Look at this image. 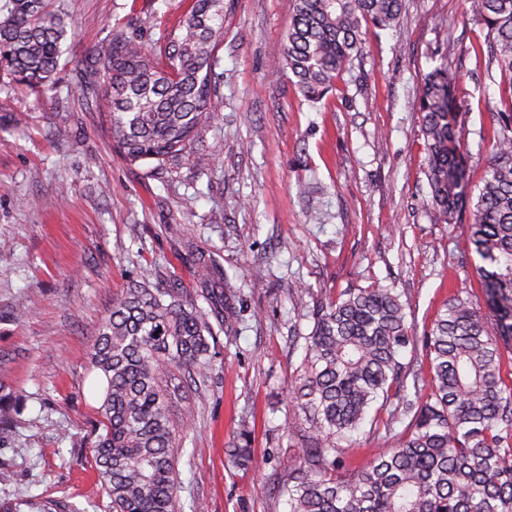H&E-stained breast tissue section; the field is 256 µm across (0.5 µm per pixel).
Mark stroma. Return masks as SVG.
<instances>
[{
	"instance_id": "35a3bbf8",
	"label": "stroma",
	"mask_w": 512,
	"mask_h": 512,
	"mask_svg": "<svg viewBox=\"0 0 512 512\" xmlns=\"http://www.w3.org/2000/svg\"><path fill=\"white\" fill-rule=\"evenodd\" d=\"M226 3L221 106L161 164L113 149L105 103L86 104L80 73L113 37L153 47L185 0H64L73 28L55 83L34 94L0 77V392L18 410L0 444L10 475L1 502L112 512L93 460L103 425L88 350L133 279L197 293L189 245L224 270L239 319L235 333L217 332L208 386L189 398L198 417L178 460L182 512L289 510L274 479L294 455L285 397L302 350L292 338L311 329L293 304L295 282L326 295L394 289L419 335L454 294L483 299L472 207L436 221L417 110L432 56L445 55L467 184H480L492 162L486 137L512 86L476 59L486 30L465 0H403L395 25L366 30L352 67L315 105L271 70L293 0ZM57 128L65 137H52ZM203 151L214 154L205 168L195 161ZM312 210L322 223L308 222ZM243 428L253 448L245 468L227 454Z\"/></svg>"
}]
</instances>
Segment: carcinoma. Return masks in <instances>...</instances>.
<instances>
[{
  "label": "carcinoma",
  "mask_w": 512,
  "mask_h": 512,
  "mask_svg": "<svg viewBox=\"0 0 512 512\" xmlns=\"http://www.w3.org/2000/svg\"><path fill=\"white\" fill-rule=\"evenodd\" d=\"M282 59L273 69L311 103L321 101L352 66L362 28L385 30L402 0H293ZM487 30V61L512 80V0H467ZM69 16L56 0H0V74L31 89L54 83L65 53ZM224 42V0H191L179 23L148 51L117 36L86 60V101L105 90L109 131L132 163L162 162L191 145L219 104L218 48ZM448 65L426 76L418 110L427 151V180L437 221L453 218L463 195L461 143ZM493 161L477 187L470 244L480 261L487 312L454 296L423 336L406 320L390 288L346 289L314 297L297 282L295 304L312 322L301 362L289 379L287 408L296 424L297 454L277 485L289 512H512V102L497 113ZM193 274L208 307L190 293L163 287L146 274L112 303L89 359L98 371V412L104 434L93 458L114 512H180L177 460L196 423L193 405L174 401L205 385L214 327L236 328L231 289L205 251L193 254ZM411 349L429 368L400 361ZM14 407L0 395V442ZM380 437L402 424L396 448H373L363 466L345 462L344 445L364 422ZM230 457L252 462L251 437L239 432ZM0 512H53L52 503H0Z\"/></svg>",
  "instance_id": "obj_1"
}]
</instances>
